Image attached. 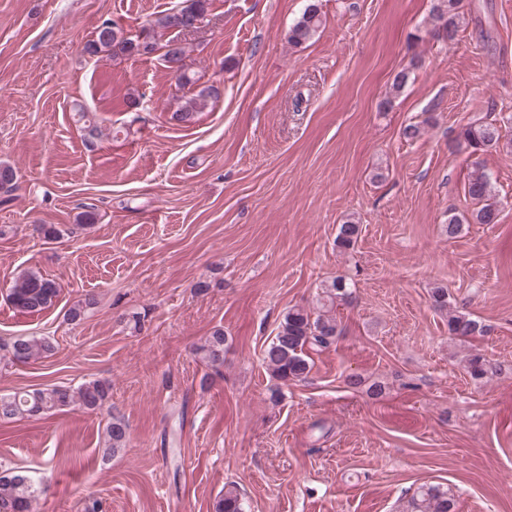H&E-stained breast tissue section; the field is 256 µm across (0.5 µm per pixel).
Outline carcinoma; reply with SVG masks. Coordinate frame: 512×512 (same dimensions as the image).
Returning a JSON list of instances; mask_svg holds the SVG:
<instances>
[{
    "instance_id": "cac0c4a2",
    "label": "carcinoma",
    "mask_w": 512,
    "mask_h": 512,
    "mask_svg": "<svg viewBox=\"0 0 512 512\" xmlns=\"http://www.w3.org/2000/svg\"><path fill=\"white\" fill-rule=\"evenodd\" d=\"M207 9V0H193V3L180 9L181 17L176 19L172 12L157 16L152 23V31L166 32L172 22L191 26L199 21ZM436 33L443 40L453 42L459 35L460 0H437L433 9ZM322 22L319 5L312 0L302 17L293 25L290 40L300 45L309 41ZM85 51L91 55L109 53L114 56L143 55L140 34L124 29L112 21H105L96 28ZM177 81L181 86L193 87L191 95L175 110L176 118L190 123L195 115L207 108L209 103L219 96L212 85H199L194 75L180 67ZM79 119L83 121V131L92 141L102 134L97 122L90 118L82 106L75 108ZM502 127L492 120L469 123L464 126L459 138L471 153L477 154L499 145ZM465 197L475 208L471 215L452 214L448 217V236H454L464 224H496L499 222L500 209L495 198L491 182L483 172L471 176L465 186ZM360 234V225L345 223L340 225L336 236V247L342 250L354 248ZM58 295L54 281L35 272H24L15 280L9 291L12 305L28 313H39L50 308ZM350 297L346 283L335 278L323 291V300L331 305L336 300L344 301ZM435 308L448 311V334L458 340H467L486 333L485 326L466 314L450 311L448 292L444 288H435L431 293ZM338 335L336 317L328 310H320L312 315L304 310H291L279 326V331L264 351V363L271 375L283 382L301 381L307 378L312 369L309 351L315 348H327L335 342ZM224 330L216 329L203 344L196 348L197 354L214 373L218 374L224 366ZM55 350L51 338L46 336H18L10 343L0 345V360L9 363H27L32 359L48 358ZM464 369L469 377L481 380L492 374V370L478 352L465 360ZM109 398V386L92 380L77 388L52 386L50 388L25 390L8 396H0V421L9 422L19 417H32L64 407L79 406L94 411L104 406ZM108 437L107 453L111 454L124 447L127 429L122 420L114 419L106 428ZM39 491L38 486L26 475L17 474L9 469L0 472V512H32L33 503ZM412 512H452L453 502L448 493L435 486L423 485L412 497ZM216 512H243L239 493L234 488L224 491Z\"/></svg>"
}]
</instances>
